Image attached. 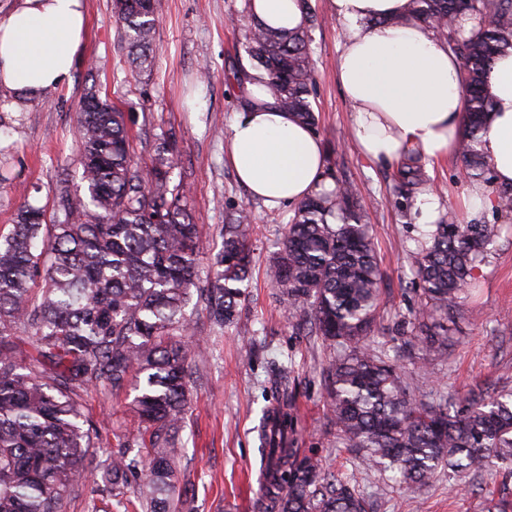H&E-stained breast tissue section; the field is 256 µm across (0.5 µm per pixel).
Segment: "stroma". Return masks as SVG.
I'll return each mask as SVG.
<instances>
[{
    "instance_id": "1",
    "label": "stroma",
    "mask_w": 512,
    "mask_h": 512,
    "mask_svg": "<svg viewBox=\"0 0 512 512\" xmlns=\"http://www.w3.org/2000/svg\"><path fill=\"white\" fill-rule=\"evenodd\" d=\"M151 70L132 74L116 32L113 0H87L88 27L69 83L33 104H18L0 92V235L10 233L24 203L43 207L54 223V185L68 178L82 189L77 110L87 85L97 83L126 112L135 155L153 158L162 137L174 143V178L183 179L195 223L209 243L222 241L227 211L246 207L253 218L254 262L249 294L237 324L220 330L204 306L187 308L195 342L191 409L180 434L178 487L193 512H254L259 492L257 427L272 403L275 365H291L285 383L295 395L297 445L321 458L369 503V512H495L512 502V474L495 466L457 488L447 472L429 486L407 492L368 465L362 453L343 447L330 422L323 368L332 357L317 337L297 333L294 318L272 286L277 242L292 214L251 198L238 184L227 158L226 139L239 112L241 94L229 89L233 73L249 57L244 36L252 22L247 0H160ZM317 25L312 34L315 83L311 102L327 154L357 190L372 226L382 277L377 328L397 338L398 323L419 306L408 251L420 226L415 211H402L394 191L397 165L366 159L350 137L352 109L336 78L343 32L328 0H309ZM424 189L439 204H453L464 222L491 224L496 236L478 262L471 293L454 315L446 355L427 370L402 355L398 364L414 389L430 398L449 391L512 390V215H471L464 205L470 184L460 160L450 157L425 170ZM129 391L88 392L84 406L98 430V446H116L137 426L127 410Z\"/></svg>"
}]
</instances>
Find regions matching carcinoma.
I'll list each match as a JSON object with an SVG mask.
<instances>
[{
    "instance_id": "obj_1",
    "label": "carcinoma",
    "mask_w": 512,
    "mask_h": 512,
    "mask_svg": "<svg viewBox=\"0 0 512 512\" xmlns=\"http://www.w3.org/2000/svg\"><path fill=\"white\" fill-rule=\"evenodd\" d=\"M159 7V0H114L117 37L135 73L152 65ZM305 9L304 26L293 30L253 22L245 51L278 107L316 132V16L310 4ZM408 20L433 28L460 60L466 109L458 155L468 178L492 183L478 146L492 108L486 74L512 54V0H409L407 13L389 23ZM79 147L85 196L61 180L54 193L61 218L47 224L43 209L25 203L0 236V512H64L88 476L118 508L133 486L138 512H182L178 441L193 349L185 308L195 294L217 326L237 320L253 262L250 214H226L201 286L202 234L183 181L172 178L169 141L155 145L150 166L139 165L125 113L103 99L96 111H80ZM415 160L408 156L401 169L405 198L420 176ZM326 176L337 189L293 210L274 257V288L295 329L333 350L325 382L342 444L409 488L430 484L445 467L458 484L496 461L512 470V392L428 401L390 360L377 336L381 273L365 210L333 167ZM493 236L492 226L462 223L448 210L410 250L420 305L408 343L421 360L448 350V313ZM127 387L129 412L150 448L134 455L138 438L124 436L101 458L90 451L94 425L81 393ZM295 420L291 396L278 392L257 428L256 512H366L348 483L294 447Z\"/></svg>"
}]
</instances>
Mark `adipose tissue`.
I'll list each match as a JSON object with an SVG mask.
<instances>
[{"mask_svg": "<svg viewBox=\"0 0 512 512\" xmlns=\"http://www.w3.org/2000/svg\"><path fill=\"white\" fill-rule=\"evenodd\" d=\"M408 0H329L344 33L338 83L353 110L350 135L367 159L395 163L416 152L436 161L454 155L464 133L460 62L429 27L388 25ZM253 19L293 29L300 0H249ZM86 27V0H15L0 13V89L34 103L71 78ZM493 99L480 149L496 185H512V55L486 77ZM244 115L233 122L228 159L252 196L272 208L333 190L324 175L321 138L275 103L263 82L246 83Z\"/></svg>", "mask_w": 512, "mask_h": 512, "instance_id": "adipose-tissue-1", "label": "adipose tissue"}]
</instances>
